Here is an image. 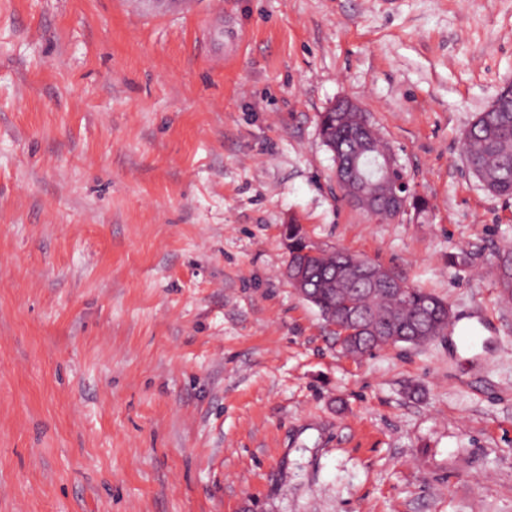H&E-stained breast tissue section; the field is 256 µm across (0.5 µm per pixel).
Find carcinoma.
<instances>
[{
  "label": "carcinoma",
  "instance_id": "obj_1",
  "mask_svg": "<svg viewBox=\"0 0 512 512\" xmlns=\"http://www.w3.org/2000/svg\"><path fill=\"white\" fill-rule=\"evenodd\" d=\"M355 113L325 112L321 116V137L336 140L345 149H353L365 136ZM463 158L468 169L487 191L500 197H512V91L497 98V111L481 112L463 134ZM367 141V140H365ZM374 155L390 151L381 139L367 141ZM288 254L291 261L308 273L311 304L317 307L329 326L337 327L336 336L352 330L339 343L341 353L360 358L388 344H428L448 329V304L420 288H398L394 278L385 280L377 290L352 287L350 266L356 255L332 250L319 256L305 254L306 237L296 224L288 225ZM499 288L512 295V248L496 254Z\"/></svg>",
  "mask_w": 512,
  "mask_h": 512
}]
</instances>
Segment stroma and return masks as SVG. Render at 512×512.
Instances as JSON below:
<instances>
[{
  "mask_svg": "<svg viewBox=\"0 0 512 512\" xmlns=\"http://www.w3.org/2000/svg\"><path fill=\"white\" fill-rule=\"evenodd\" d=\"M512 0H0V512H512ZM356 100L422 214L348 204ZM479 318L353 359L284 226ZM497 112H481L463 134V158L489 193L512 197V91L496 99ZM334 113L324 112L320 121V134L324 145L328 148V143L324 141V137L328 140L336 139V144H341L344 149H354L360 144L367 135H359L361 124L356 113L348 112H364L353 100L345 98L338 100L331 107ZM361 123L366 132L375 136H380L378 131L371 124L367 113H362ZM336 122V131L333 124ZM332 129V130H330ZM331 152V150L328 148ZM496 266L499 272V288L512 295V248L504 249L496 254Z\"/></svg>",
  "mask_w": 512,
  "mask_h": 512,
  "instance_id": "stroma-1",
  "label": "stroma"
}]
</instances>
